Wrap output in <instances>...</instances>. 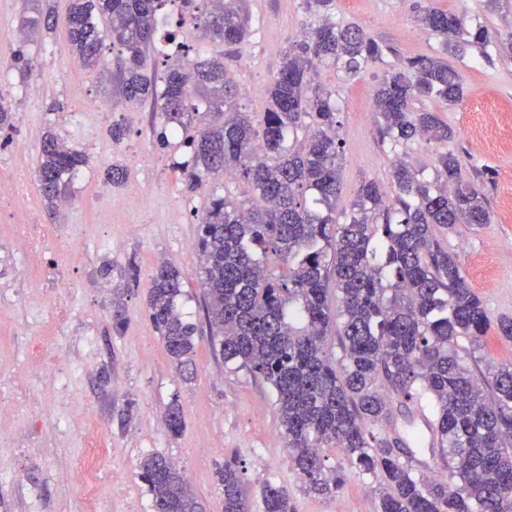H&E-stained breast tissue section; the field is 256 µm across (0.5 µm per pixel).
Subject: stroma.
I'll return each instance as SVG.
<instances>
[{
	"instance_id": "stroma-1",
	"label": "stroma",
	"mask_w": 512,
	"mask_h": 512,
	"mask_svg": "<svg viewBox=\"0 0 512 512\" xmlns=\"http://www.w3.org/2000/svg\"><path fill=\"white\" fill-rule=\"evenodd\" d=\"M417 0H334L332 18L356 24L368 36L386 43L392 55L369 64L357 77L344 81L329 68L320 69L317 84L334 90L340 107L338 133L344 143L340 160L337 209L350 207L362 179L371 178L391 190L395 155L381 141L373 108V90L392 68L407 58L437 55L441 45L416 19ZM435 6L486 22L490 30L512 31V0H434ZM69 0H53L57 28L53 36L28 45L38 64L25 75L12 68L14 35L22 17L21 0H0V95L13 114L29 147L23 152L0 151V165L33 170L37 167L42 134L53 127L68 144L85 151L89 162L75 180L71 206L50 215L39 208L43 230L54 234L71 227L85 230L77 256L54 254L69 266V297L73 314L54 325L32 298L41 289L27 280L0 285V381L25 367L20 342L48 338L81 368L71 389L89 413L102 422L111 452L100 471L104 490L102 512H152L151 496L140 482L138 463L150 453L171 458L196 497L200 512H224V497L214 474L224 460H236L248 489L250 512H261L260 488L273 482L288 488L296 512H378V482L350 468L343 452L326 449V467L342 472L345 485L333 497L305 492L287 463L274 392L262 378L244 370L225 368L214 354L202 307L196 256H184L193 245L198 226L194 210L213 195H244L246 184L234 174L209 182L187 194L172 168L169 152L155 146L150 104L133 106L118 100L108 79L77 64L67 36ZM255 31L243 45L231 48L185 28L194 44L223 58L242 95V110L263 111L265 90L276 73L287 43L316 23L304 0H249ZM459 72L463 97L447 106L424 98L419 108L438 112L452 128L448 148L463 163L464 176L484 174L491 221L457 224L441 238L460 256L464 275L481 297L491 318L512 317V48L491 43L486 52L469 49L464 58L449 56ZM63 111H51L53 102ZM126 128L121 144H113V124ZM152 161L142 164V151ZM126 168L119 187L105 184L111 165ZM120 240L113 251L106 239ZM136 260L141 274L124 297L126 323L113 331L111 289L98 275L102 264L123 270ZM178 265L185 283L180 307L199 327L195 366L190 376L170 362L147 314L148 280L160 260ZM20 417L32 431L36 454H28L0 439V512H83L80 493L57 481L58 472L78 468L86 445L80 422L52 433L44 421L61 417L56 388L34 377L25 391ZM183 417L180 435H172L164 420L171 403Z\"/></svg>"
}]
</instances>
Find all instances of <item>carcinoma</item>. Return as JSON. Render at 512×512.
Returning <instances> with one entry per match:
<instances>
[{"label": "carcinoma", "instance_id": "1", "mask_svg": "<svg viewBox=\"0 0 512 512\" xmlns=\"http://www.w3.org/2000/svg\"><path fill=\"white\" fill-rule=\"evenodd\" d=\"M169 2L70 0L68 39L90 71L99 66L105 41L118 51L113 93L151 104L157 146L177 150L173 167L186 192L229 171L248 185L247 199L219 195L193 212L194 252L212 343L224 365L275 390L289 468L306 492L333 495L344 481L326 470L323 449L339 448L350 467L382 486L378 512H512V362H488L479 376L471 368L491 326L512 341V318H490L459 254L437 236L456 224L490 223L487 200L463 177L454 152L436 154L430 178L400 156L418 138L448 146V124L415 102L458 103L457 70L420 55L376 85V121L396 156L394 194L388 198L377 181L362 180L341 223L339 109L333 92L314 85L313 76L327 67L354 78L390 47L353 23L333 21V0H306L320 21L285 49L257 119L239 111L240 89L224 61L195 51L170 26ZM190 2L194 26L209 38L235 47L250 37L247 0ZM416 12L442 47L459 56L494 40L512 42L511 31L467 26L452 11L418 3ZM54 26L49 0H22L16 70H31L30 37ZM87 163L85 152L50 128L44 132L36 177L51 213L71 199L73 179ZM182 288V272L171 262L160 263L149 280V319L179 370L194 363L198 332L178 309ZM123 296L115 285V331L125 324ZM333 334L338 355L327 344ZM395 404L410 424L421 414L446 473L431 477L416 468L404 439L400 453L387 446ZM165 423L180 434L177 403L167 408ZM215 476L224 512H249L237 462L224 461ZM139 479L152 495V512H198L170 458L146 455ZM261 499L263 512H295L283 485L265 482Z\"/></svg>", "mask_w": 512, "mask_h": 512}]
</instances>
